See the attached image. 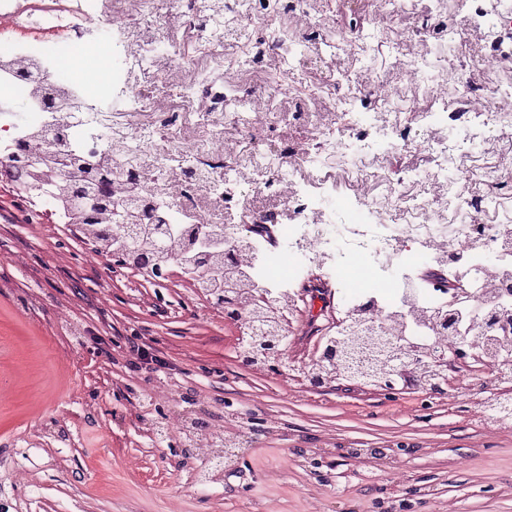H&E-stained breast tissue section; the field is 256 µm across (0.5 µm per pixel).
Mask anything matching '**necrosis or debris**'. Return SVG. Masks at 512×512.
<instances>
[{"label": "necrosis or debris", "mask_w": 512, "mask_h": 512, "mask_svg": "<svg viewBox=\"0 0 512 512\" xmlns=\"http://www.w3.org/2000/svg\"><path fill=\"white\" fill-rule=\"evenodd\" d=\"M336 0H0V179L17 184L23 224H63L84 235L54 200L20 145L53 151L55 132L78 156L112 173L119 203L153 199L172 224L224 227L227 242L252 224H276L281 245L266 252L260 276L269 286L303 285L289 313L301 316L293 342L317 335L328 285L350 289V301L378 310L380 321L407 322L411 309L512 308V207L496 188L470 194L468 159L489 151L512 113L500 96L464 89L441 111L401 119L383 87L354 90L337 69L346 47H364L362 29L345 44L313 39L317 18ZM240 47L224 53L226 40ZM195 59L182 53L185 41ZM316 54L329 83L301 89L288 77L297 56ZM153 70L154 85L141 82ZM273 76L256 88L241 70ZM293 112L302 135H269L268 113ZM423 154L439 200L405 194L410 172L380 176L388 156ZM376 195L337 201L317 177L328 160ZM264 194L267 206L250 201ZM503 209L493 224L488 208ZM422 265L449 268L451 281L417 283ZM321 275L310 276L313 267ZM173 431L190 448L214 453L235 446L223 428L202 429L180 415Z\"/></svg>", "instance_id": "necrosis-or-debris-1"}]
</instances>
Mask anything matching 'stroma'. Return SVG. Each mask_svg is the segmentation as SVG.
Here are the masks:
<instances>
[{
  "instance_id": "obj_1",
  "label": "stroma",
  "mask_w": 512,
  "mask_h": 512,
  "mask_svg": "<svg viewBox=\"0 0 512 512\" xmlns=\"http://www.w3.org/2000/svg\"><path fill=\"white\" fill-rule=\"evenodd\" d=\"M449 25L459 43L405 40L421 24L401 0H358L356 9L381 51L357 61L353 83L400 89L398 110L434 109L460 86L512 88V60L493 61L494 36L471 23L459 0H447ZM406 57L460 66L461 85L440 93L405 90L402 72L388 65L392 48ZM18 193L0 183V512H299L304 495H316L324 512H371L373 502L398 490L435 482L456 498L459 512H512L498 489L512 483V433L483 437L471 406L491 398L488 378L465 371L458 402L414 411V394L402 404L359 389L346 395L316 392L297 378L317 348L284 350L279 372L239 366V328L225 321L179 277L157 287L126 269L104 271L88 260V245L62 224L17 223ZM73 255L53 260L58 244ZM22 259L19 275L12 259ZM84 323V336L63 335L60 314ZM153 337L164 364L132 375L122 367L100 370V352L135 334ZM191 411L196 420L223 424L249 447L246 456L214 476V462L182 464L160 439L155 423ZM62 424L73 442L40 441L38 428ZM414 442L397 470L376 459L348 457L349 448H382L391 437ZM459 459L453 474L438 461ZM25 480H15L17 470ZM486 473L477 484L473 472Z\"/></svg>"
}]
</instances>
